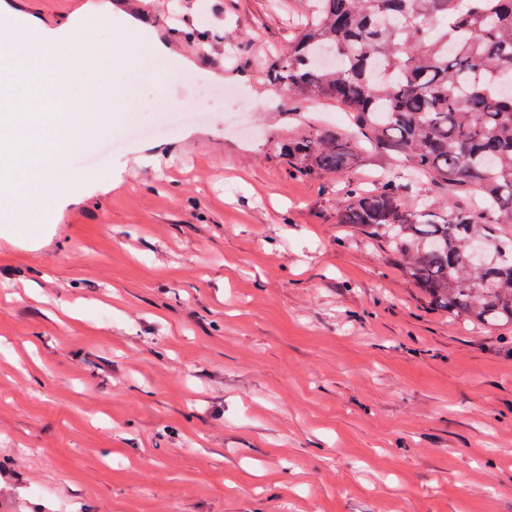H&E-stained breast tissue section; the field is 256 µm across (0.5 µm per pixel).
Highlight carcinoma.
<instances>
[{
    "label": "carcinoma",
    "mask_w": 512,
    "mask_h": 512,
    "mask_svg": "<svg viewBox=\"0 0 512 512\" xmlns=\"http://www.w3.org/2000/svg\"><path fill=\"white\" fill-rule=\"evenodd\" d=\"M269 77L351 115L282 143L293 172L333 179L374 150L402 165L348 182L337 223L385 244L448 320L512 329V0H311ZM422 178L450 196L414 200Z\"/></svg>",
    "instance_id": "cac0c4a2"
}]
</instances>
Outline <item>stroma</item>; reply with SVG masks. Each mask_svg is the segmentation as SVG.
Here are the masks:
<instances>
[{
	"mask_svg": "<svg viewBox=\"0 0 512 512\" xmlns=\"http://www.w3.org/2000/svg\"><path fill=\"white\" fill-rule=\"evenodd\" d=\"M45 32L124 0H0ZM309 0H147L54 219L0 223V512H512V341L448 321L279 145L346 130L268 66ZM194 36H186V25ZM204 113L201 121L178 105Z\"/></svg>",
	"mask_w": 512,
	"mask_h": 512,
	"instance_id": "35a3bbf8",
	"label": "stroma"
}]
</instances>
